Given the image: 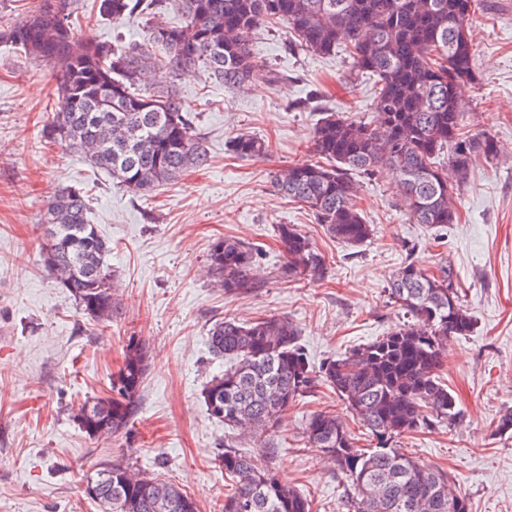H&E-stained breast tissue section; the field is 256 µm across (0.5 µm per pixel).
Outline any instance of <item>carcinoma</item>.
<instances>
[{"instance_id": "obj_1", "label": "carcinoma", "mask_w": 512, "mask_h": 512, "mask_svg": "<svg viewBox=\"0 0 512 512\" xmlns=\"http://www.w3.org/2000/svg\"><path fill=\"white\" fill-rule=\"evenodd\" d=\"M77 2L39 0L30 22L0 30V39L58 69V109L44 136L80 152L135 196L209 162L178 94L142 90L151 70L163 66L178 74L198 67L240 86L259 66L253 33L278 21L288 24L298 46L318 55L335 53L345 41L355 69L379 85L375 120L326 113L312 139L318 160L296 162L272 179L276 194L308 207L331 238L358 247L371 236L356 203L354 175L389 169L399 188L396 206L415 224L444 226L456 223V199L472 156L493 160L500 151L490 135L467 129L456 93L460 83L476 79L469 37L476 0H175L178 23L160 20L168 0H97L103 17L144 19L160 55L119 40L76 44ZM231 147L248 158L268 153L271 145L241 135ZM88 213L84 191L58 189L46 205L41 258L79 311L105 325L121 307L104 265L111 247ZM276 234L286 275L323 273L325 259L301 229L279 224ZM256 253L235 238L213 242L208 261L224 294L254 287ZM385 293L407 321L317 367L284 317L248 323L228 317L212 325L209 352L228 366L204 387V404L226 427L249 425L260 442L258 456L240 451L231 438L217 454L219 468L236 480L224 512H310L308 499L261 457L274 453L273 437L288 407L322 384L376 440L373 448L359 447L342 419L327 412L313 414L305 425L306 442L333 457L351 483L350 512H470L447 472L406 454L394 440L456 418V399L440 370L448 340L470 335L475 318L445 263L434 273L407 262ZM147 369L145 346L129 339L112 375V395L81 405L74 415L78 427L92 439L126 429ZM88 483L97 489V502L107 504L103 512H198L175 484L121 462L102 463Z\"/></svg>"}]
</instances>
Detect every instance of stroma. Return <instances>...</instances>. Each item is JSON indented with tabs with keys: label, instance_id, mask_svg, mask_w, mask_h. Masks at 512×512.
<instances>
[{
	"label": "stroma",
	"instance_id": "obj_1",
	"mask_svg": "<svg viewBox=\"0 0 512 512\" xmlns=\"http://www.w3.org/2000/svg\"><path fill=\"white\" fill-rule=\"evenodd\" d=\"M78 43L145 45L141 22L100 16L81 0ZM475 82L464 84L470 127L494 137L500 157L472 159L460 191L459 220L445 227L412 223L396 205L390 174L357 177L358 203L373 235L349 247L330 238L313 213L273 192L271 177L309 159L314 128L326 112L369 120L375 80L354 70L345 51L318 56L296 46L285 24L252 37L265 68L229 89L204 70L175 77L158 70L148 88L175 90L193 114L209 154L206 169L135 196L92 168L79 152L46 144L42 128L57 106L56 72L0 42V512H100L84 487L99 463L121 459L179 485L198 512H222L235 487L214 458L224 425L209 416L201 392L223 371L208 352L217 320L288 318L313 363L386 335L404 322L384 290L411 262L451 266L476 319L471 335L448 344L441 370L460 414L452 424L403 436L400 448L453 477L471 512H512V433L496 432L512 408V0H478L472 17ZM269 139L262 158H240L236 136ZM90 195L89 218L112 251L121 315L103 327L84 316L43 267L41 216L60 187ZM279 224H295L324 255L321 277L283 275ZM231 236L259 255L249 292L228 296L208 271L212 243ZM148 347V370L127 431L88 438L73 415L109 393L130 338ZM364 429L328 386L289 407L271 465L309 500L311 512H347L348 482L336 463L303 439L316 412Z\"/></svg>",
	"mask_w": 512,
	"mask_h": 512
}]
</instances>
